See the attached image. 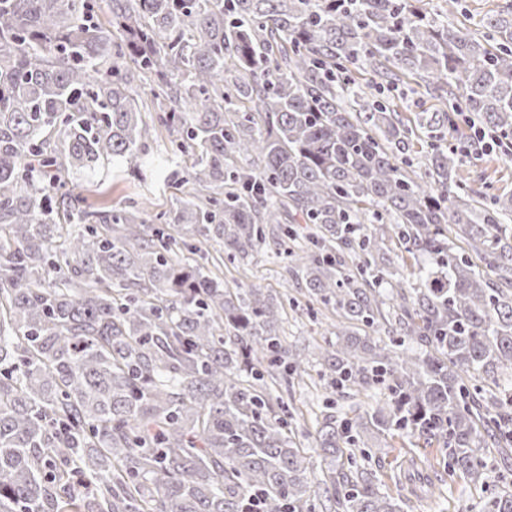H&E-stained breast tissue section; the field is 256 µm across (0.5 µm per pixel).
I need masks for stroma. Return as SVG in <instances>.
<instances>
[{"label": "stroma", "mask_w": 512, "mask_h": 512, "mask_svg": "<svg viewBox=\"0 0 512 512\" xmlns=\"http://www.w3.org/2000/svg\"><path fill=\"white\" fill-rule=\"evenodd\" d=\"M511 12L512 0H461L448 19L456 28L479 36L484 32L483 20ZM396 93L400 98L401 118L414 127L420 138L419 152L413 158L414 167L419 170L424 165L423 152L429 141V133L421 126L420 118L423 113L444 109L446 101L428 94L424 81L412 74L403 77ZM175 136L174 130L156 127L135 159L106 161L92 172L68 174L67 185L99 209L145 205L143 217L149 228L161 227L162 215L191 196L192 185L186 180L191 160L186 157L163 168L147 166L145 160L164 152ZM461 174L474 187L485 186L500 195L512 193V161L498 154L469 155ZM201 249L206 263H219L220 276L226 284L255 285L276 293L282 304L281 330L290 344L308 349L330 340V326L337 321L335 310L322 305L317 313H310L305 289L299 288L286 273L285 263L277 255L273 242L259 245L251 257L234 263L225 259L222 243L215 240L202 242ZM288 401L296 433L309 445L313 442L316 418L326 405L335 404L341 413L348 411L355 398L351 390L337 392L322 381L307 387L295 378L290 383ZM421 473L438 474L439 480L431 489H422L417 480ZM378 477L382 491L406 501V512H488L489 491L474 487L462 473L451 471L448 450L438 443L426 445L399 436L390 439L388 448L381 453Z\"/></svg>", "instance_id": "stroma-1"}]
</instances>
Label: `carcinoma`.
I'll return each mask as SVG.
<instances>
[{"instance_id": "carcinoma-1", "label": "carcinoma", "mask_w": 512, "mask_h": 512, "mask_svg": "<svg viewBox=\"0 0 512 512\" xmlns=\"http://www.w3.org/2000/svg\"><path fill=\"white\" fill-rule=\"evenodd\" d=\"M458 3L112 0L108 29L94 0L0 6V512H405L373 469L386 436L441 443L451 470L494 485L480 450L512 447V195L465 182L467 147L445 133L466 112L512 139V20L484 23L490 50L448 26ZM130 62L182 132L151 163L195 156L173 234L61 179L152 135ZM351 65L452 96L427 119L424 171L413 128ZM269 224L309 299L343 318L319 378L387 392L322 413L317 483L270 392L310 360L269 290L197 258L203 237L244 260ZM384 325L392 347L366 335ZM489 512H512V491Z\"/></svg>"}]
</instances>
